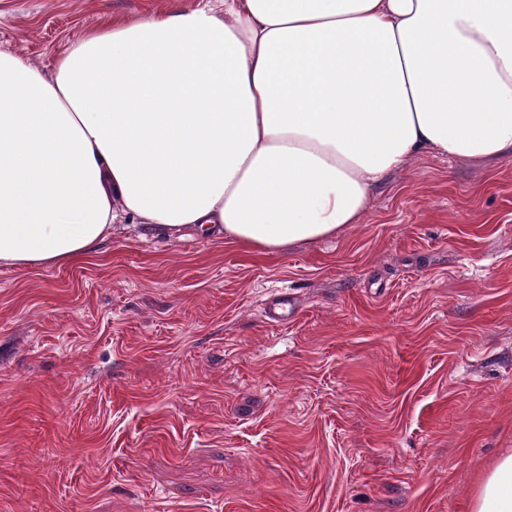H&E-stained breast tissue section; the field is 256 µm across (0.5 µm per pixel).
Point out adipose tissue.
Returning <instances> with one entry per match:
<instances>
[{
  "instance_id": "obj_1",
  "label": "adipose tissue",
  "mask_w": 512,
  "mask_h": 512,
  "mask_svg": "<svg viewBox=\"0 0 512 512\" xmlns=\"http://www.w3.org/2000/svg\"><path fill=\"white\" fill-rule=\"evenodd\" d=\"M422 154L512 156V0H198L47 70L2 49L0 269L96 255L122 216L283 252ZM473 512H512V453Z\"/></svg>"
}]
</instances>
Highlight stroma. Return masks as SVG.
Listing matches in <instances>:
<instances>
[{
  "label": "stroma",
  "instance_id": "1",
  "mask_svg": "<svg viewBox=\"0 0 512 512\" xmlns=\"http://www.w3.org/2000/svg\"><path fill=\"white\" fill-rule=\"evenodd\" d=\"M196 2L0 0V50ZM509 448L512 157H414L285 252L128 225L0 270V512H471Z\"/></svg>",
  "mask_w": 512,
  "mask_h": 512
}]
</instances>
